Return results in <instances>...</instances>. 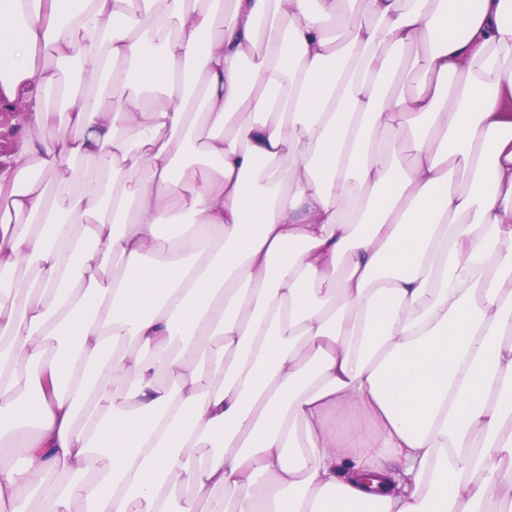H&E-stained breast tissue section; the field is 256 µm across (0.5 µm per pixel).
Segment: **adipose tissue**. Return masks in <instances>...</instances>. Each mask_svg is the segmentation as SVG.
<instances>
[{
	"mask_svg": "<svg viewBox=\"0 0 512 512\" xmlns=\"http://www.w3.org/2000/svg\"><path fill=\"white\" fill-rule=\"evenodd\" d=\"M0 96V512H512V0H0ZM22 112L20 106L13 112H0V154L11 151L17 142L26 120Z\"/></svg>",
	"mask_w": 512,
	"mask_h": 512,
	"instance_id": "obj_1",
	"label": "adipose tissue"
}]
</instances>
